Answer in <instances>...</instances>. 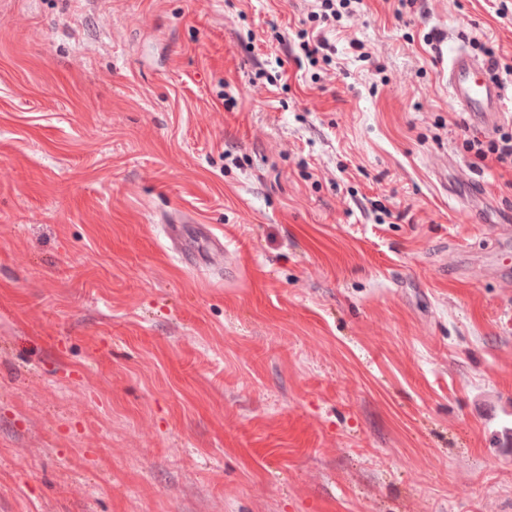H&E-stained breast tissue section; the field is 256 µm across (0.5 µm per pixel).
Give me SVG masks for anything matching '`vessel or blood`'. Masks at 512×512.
Segmentation results:
<instances>
[{"label": "vessel or blood", "instance_id": "vessel-or-blood-1", "mask_svg": "<svg viewBox=\"0 0 512 512\" xmlns=\"http://www.w3.org/2000/svg\"><path fill=\"white\" fill-rule=\"evenodd\" d=\"M487 66L468 51L455 47L448 52V96L451 104L490 125L504 116L503 85L486 77Z\"/></svg>", "mask_w": 512, "mask_h": 512}]
</instances>
